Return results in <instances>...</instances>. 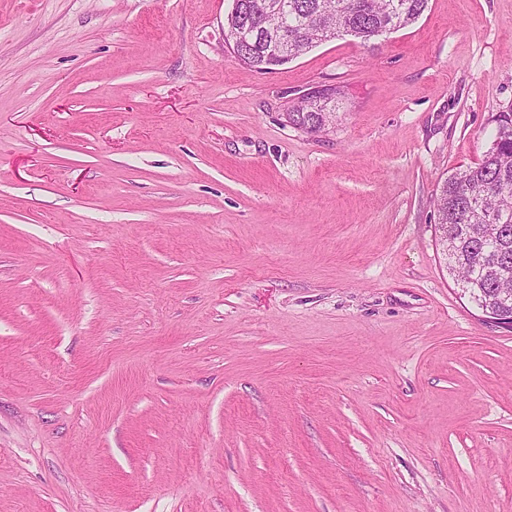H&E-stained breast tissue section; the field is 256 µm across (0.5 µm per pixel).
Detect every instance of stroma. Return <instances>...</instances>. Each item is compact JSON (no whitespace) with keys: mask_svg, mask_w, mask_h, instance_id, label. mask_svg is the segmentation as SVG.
Returning a JSON list of instances; mask_svg holds the SVG:
<instances>
[{"mask_svg":"<svg viewBox=\"0 0 512 512\" xmlns=\"http://www.w3.org/2000/svg\"><path fill=\"white\" fill-rule=\"evenodd\" d=\"M231 7L0 0V512H512V329L433 209L512 0L269 72ZM315 101H304L294 112H286V118L299 128H304L307 133H318L322 128L329 124L332 115H326L324 112H331L327 109V97L316 96ZM289 114V115H288Z\"/></svg>","mask_w":512,"mask_h":512,"instance_id":"35a3bbf8","label":"stroma"}]
</instances>
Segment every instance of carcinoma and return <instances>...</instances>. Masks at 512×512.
Returning a JSON list of instances; mask_svg holds the SVG:
<instances>
[{
  "mask_svg": "<svg viewBox=\"0 0 512 512\" xmlns=\"http://www.w3.org/2000/svg\"><path fill=\"white\" fill-rule=\"evenodd\" d=\"M239 15L224 18V29L243 21L255 27L252 47L240 54L251 68L283 65L314 47L340 36H353L363 45L384 33L414 23L428 7V0H286L288 56H278L265 28L276 23L267 15L269 0H237ZM327 98L305 101L289 113L290 122L308 133H318L332 116L326 114ZM493 146L481 163L445 179L434 201L439 223L447 225L450 242L448 270L459 269L467 280L459 283L476 305L497 298L499 265L512 269V113L499 115ZM486 224L501 225L497 247L483 245Z\"/></svg>",
  "mask_w": 512,
  "mask_h": 512,
  "instance_id": "carcinoma-1",
  "label": "carcinoma"
}]
</instances>
